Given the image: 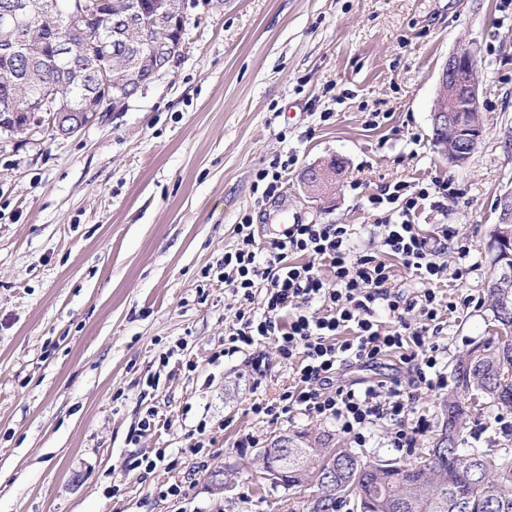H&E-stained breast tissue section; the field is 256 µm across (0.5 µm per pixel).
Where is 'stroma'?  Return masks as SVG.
Listing matches in <instances>:
<instances>
[{"label": "stroma", "instance_id": "stroma-1", "mask_svg": "<svg viewBox=\"0 0 512 512\" xmlns=\"http://www.w3.org/2000/svg\"><path fill=\"white\" fill-rule=\"evenodd\" d=\"M169 73L70 137L0 128V512H288L304 497L256 479L259 448L295 432L406 459L386 423L364 446L278 401L290 370L274 339L223 355L238 304L224 252L251 217L351 225L375 248L371 199L399 181H448L423 236L454 227L466 260L440 255L458 305L437 338L443 372L497 327L490 230L512 192V0H185ZM477 52L483 132L469 160L433 146L440 69ZM293 155L275 201L257 173ZM342 157L313 196L301 171ZM465 274H458V267ZM262 358L263 377L249 361ZM256 444L241 447L245 436ZM204 453L194 454V444ZM164 452L151 473L136 463ZM226 469L222 494L210 474ZM182 493L167 495L170 485Z\"/></svg>", "mask_w": 512, "mask_h": 512}]
</instances>
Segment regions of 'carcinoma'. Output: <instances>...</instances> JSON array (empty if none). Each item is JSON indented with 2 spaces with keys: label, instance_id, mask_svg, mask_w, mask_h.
<instances>
[{
  "label": "carcinoma",
  "instance_id": "obj_1",
  "mask_svg": "<svg viewBox=\"0 0 512 512\" xmlns=\"http://www.w3.org/2000/svg\"><path fill=\"white\" fill-rule=\"evenodd\" d=\"M132 2L103 0L95 26L84 31L53 29L37 19L30 30L13 35L16 57L3 54L0 43V103L9 98L23 109L47 88L74 102L90 95L98 64L111 50L112 28ZM146 2L152 7L148 26L129 31L144 54L161 35L165 18V0ZM69 42L83 45V54L57 59L58 47ZM490 237L499 251L512 252V235L501 225L493 226ZM489 296L500 328L454 362V385L426 454L389 462L331 448L328 435L294 433L302 442L288 449L282 485L316 487L306 512H343L354 501L365 512H512V452L470 442L476 429H485L481 411L493 406L503 414L512 412V319L505 322L496 314L504 305L512 308V287L501 286L498 271Z\"/></svg>",
  "mask_w": 512,
  "mask_h": 512
}]
</instances>
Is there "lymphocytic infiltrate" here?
<instances>
[{
  "label": "lymphocytic infiltrate",
  "instance_id": "obj_1",
  "mask_svg": "<svg viewBox=\"0 0 512 512\" xmlns=\"http://www.w3.org/2000/svg\"><path fill=\"white\" fill-rule=\"evenodd\" d=\"M449 193L443 180L424 186L398 183L386 196L374 198V206L385 210L377 222L376 253L354 251L346 224H292L263 244L250 221L237 224L240 243L224 254V284L239 301L236 320L224 333L225 354L274 338L292 369V388L283 400L335 421L358 445H365L371 427L384 421L393 447H415L427 425L408 420L409 387H448L440 368L444 349L435 338L457 305L433 287L444 271L437 258L451 248L463 260L470 248L447 225L433 236H421L411 217L432 195ZM392 258L422 281V288L409 295L394 290ZM324 266L332 278L322 276ZM381 312L395 319L394 328L382 326ZM392 354L411 370V386L397 378L361 388L337 384L342 368Z\"/></svg>",
  "mask_w": 512,
  "mask_h": 512
}]
</instances>
